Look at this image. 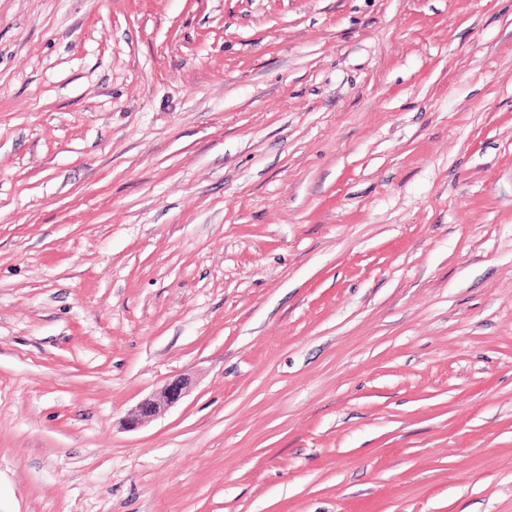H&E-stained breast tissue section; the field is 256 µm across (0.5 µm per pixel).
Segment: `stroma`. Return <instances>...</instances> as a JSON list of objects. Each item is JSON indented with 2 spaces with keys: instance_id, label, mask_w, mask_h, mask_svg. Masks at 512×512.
Instances as JSON below:
<instances>
[{
  "instance_id": "obj_1",
  "label": "stroma",
  "mask_w": 512,
  "mask_h": 512,
  "mask_svg": "<svg viewBox=\"0 0 512 512\" xmlns=\"http://www.w3.org/2000/svg\"><path fill=\"white\" fill-rule=\"evenodd\" d=\"M0 512H512V0H0ZM193 383L186 375H179L166 382L150 396L142 399L128 418V427L135 429L153 420L187 397Z\"/></svg>"
}]
</instances>
